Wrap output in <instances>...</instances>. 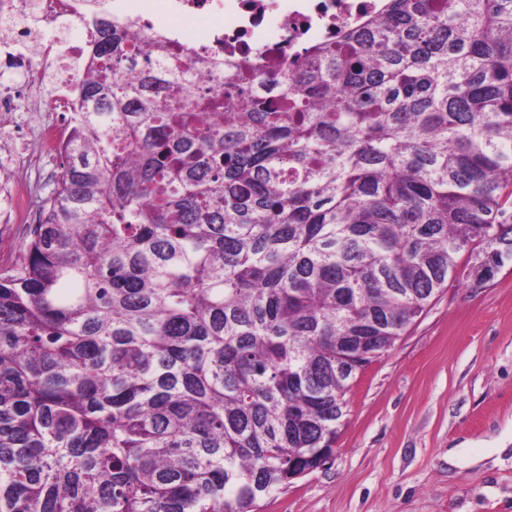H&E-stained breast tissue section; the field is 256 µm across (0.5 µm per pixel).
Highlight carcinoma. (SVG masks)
Returning a JSON list of instances; mask_svg holds the SVG:
<instances>
[{
    "label": "carcinoma",
    "mask_w": 512,
    "mask_h": 512,
    "mask_svg": "<svg viewBox=\"0 0 512 512\" xmlns=\"http://www.w3.org/2000/svg\"><path fill=\"white\" fill-rule=\"evenodd\" d=\"M84 111L0 277V512H254L467 255L512 261V0H381L182 88L93 14Z\"/></svg>",
    "instance_id": "carcinoma-1"
}]
</instances>
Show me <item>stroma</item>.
<instances>
[{
    "instance_id": "1",
    "label": "stroma",
    "mask_w": 512,
    "mask_h": 512,
    "mask_svg": "<svg viewBox=\"0 0 512 512\" xmlns=\"http://www.w3.org/2000/svg\"><path fill=\"white\" fill-rule=\"evenodd\" d=\"M3 95L17 136L0 142V158L30 154L15 180L36 212L60 170L39 150L49 115L23 73H0ZM256 512H512V263L479 290L462 272L449 281L355 379L329 461Z\"/></svg>"
}]
</instances>
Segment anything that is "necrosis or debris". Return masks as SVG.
Wrapping results in <instances>:
<instances>
[{"label":"necrosis or debris","mask_w":512,"mask_h":512,"mask_svg":"<svg viewBox=\"0 0 512 512\" xmlns=\"http://www.w3.org/2000/svg\"><path fill=\"white\" fill-rule=\"evenodd\" d=\"M87 0H0V67L25 63L30 86L43 90L49 112L81 111L85 46L41 42L43 25L82 24ZM378 0H106L105 11L138 45L163 36L189 62L221 59L237 69L286 68L302 49L376 15Z\"/></svg>","instance_id":"necrosis-or-debris-1"}]
</instances>
